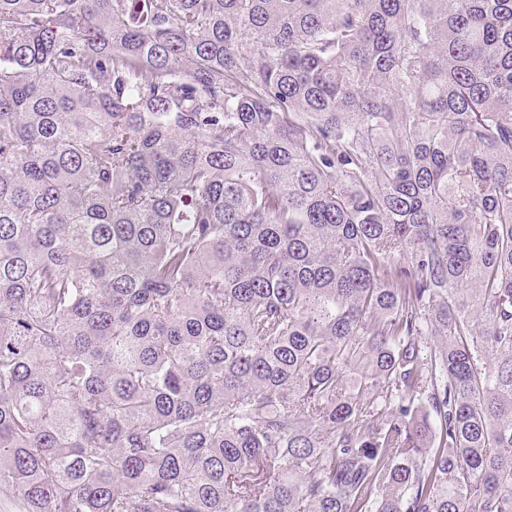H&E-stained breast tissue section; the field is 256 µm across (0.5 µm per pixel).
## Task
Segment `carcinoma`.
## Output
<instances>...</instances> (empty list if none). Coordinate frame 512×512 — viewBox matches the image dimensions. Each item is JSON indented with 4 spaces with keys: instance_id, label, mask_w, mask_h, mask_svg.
I'll use <instances>...</instances> for the list:
<instances>
[{
    "instance_id": "1",
    "label": "carcinoma",
    "mask_w": 512,
    "mask_h": 512,
    "mask_svg": "<svg viewBox=\"0 0 512 512\" xmlns=\"http://www.w3.org/2000/svg\"><path fill=\"white\" fill-rule=\"evenodd\" d=\"M0 496L512 512V0H0Z\"/></svg>"
}]
</instances>
